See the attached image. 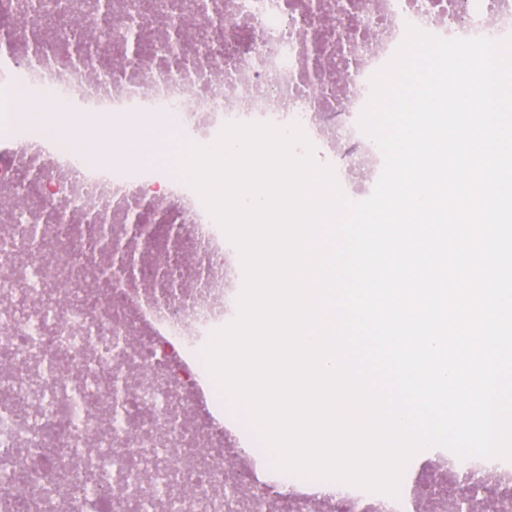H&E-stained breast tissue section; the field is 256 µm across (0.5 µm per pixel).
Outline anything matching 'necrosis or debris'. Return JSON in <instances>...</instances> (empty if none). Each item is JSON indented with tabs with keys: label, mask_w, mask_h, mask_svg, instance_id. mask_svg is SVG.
<instances>
[{
	"label": "necrosis or debris",
	"mask_w": 512,
	"mask_h": 512,
	"mask_svg": "<svg viewBox=\"0 0 512 512\" xmlns=\"http://www.w3.org/2000/svg\"><path fill=\"white\" fill-rule=\"evenodd\" d=\"M0 0V97L13 132L0 196V512H237L244 490L184 398L211 332L236 316L235 247L177 175L90 158L77 130L171 120L207 145L228 122L299 123L349 199L384 166L358 126L371 76L407 25L443 39L512 36V0ZM163 225L107 279L95 228ZM445 469L512 483V463Z\"/></svg>",
	"instance_id": "1"
}]
</instances>
